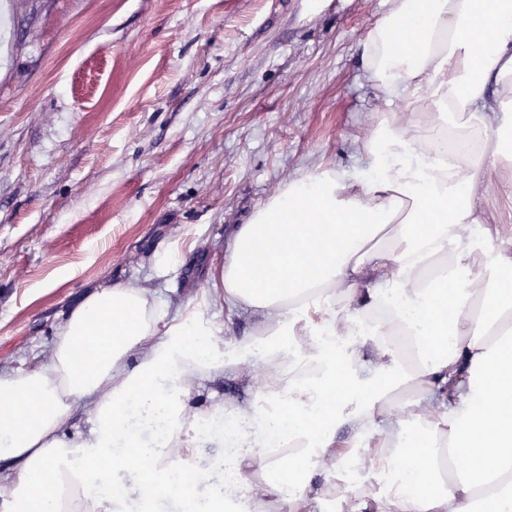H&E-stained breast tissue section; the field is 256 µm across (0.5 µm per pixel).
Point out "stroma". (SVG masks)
<instances>
[{
    "label": "stroma",
    "mask_w": 512,
    "mask_h": 512,
    "mask_svg": "<svg viewBox=\"0 0 512 512\" xmlns=\"http://www.w3.org/2000/svg\"><path fill=\"white\" fill-rule=\"evenodd\" d=\"M384 0H0V371L48 361L66 309L131 281L202 295L294 176L366 169L388 105L359 43ZM225 347L190 404L249 399Z\"/></svg>",
    "instance_id": "1"
}]
</instances>
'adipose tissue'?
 <instances>
[{
  "label": "adipose tissue",
  "mask_w": 512,
  "mask_h": 512,
  "mask_svg": "<svg viewBox=\"0 0 512 512\" xmlns=\"http://www.w3.org/2000/svg\"><path fill=\"white\" fill-rule=\"evenodd\" d=\"M386 4L361 43L391 104L356 144L368 170L289 181L211 275L255 320L257 397L192 409L224 370L218 330L98 286L46 367L0 372V512H512V235L483 206L485 172L512 187V0ZM79 411L90 431L66 433ZM349 463L370 480L339 488Z\"/></svg>",
  "instance_id": "1"
}]
</instances>
